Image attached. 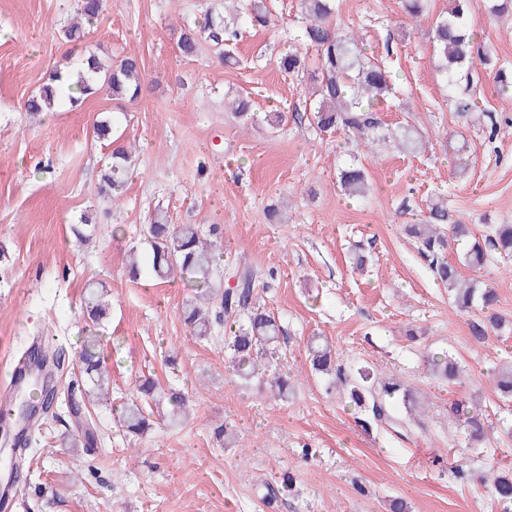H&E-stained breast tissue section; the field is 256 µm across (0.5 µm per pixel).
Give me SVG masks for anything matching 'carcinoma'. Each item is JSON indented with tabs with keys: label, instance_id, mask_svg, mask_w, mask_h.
<instances>
[{
	"label": "carcinoma",
	"instance_id": "carcinoma-1",
	"mask_svg": "<svg viewBox=\"0 0 512 512\" xmlns=\"http://www.w3.org/2000/svg\"><path fill=\"white\" fill-rule=\"evenodd\" d=\"M80 15L85 23H74L63 31L67 42L77 47L83 43L87 28L93 26L110 7V0H79ZM336 11L334 0H301V12L308 18L304 38L315 48L319 61L310 70L299 51L283 54L280 69L291 76L308 77L313 82L311 121L321 130L339 129L344 132L376 135L383 129L379 117V104L392 92L389 76L381 65L366 52L362 40L354 35L341 34L332 27L331 17ZM467 0H450L448 12L438 17L433 28L434 55L438 70L448 86L457 82L463 68L474 69L477 64L487 65L488 59L474 55L475 33L467 21ZM246 20L252 26L267 27L271 14L265 0H243L237 17L215 22L206 19L201 26L186 27L180 35L178 47L182 55L192 58L203 43L216 46L224 63L232 56L225 47L240 35L238 22ZM142 71L135 57L112 58L104 63L97 54L83 56L77 80L70 73L56 69L48 75L40 90L28 98L26 111L41 113L57 103L68 100L76 103L96 95L104 89L112 99L134 102L142 88ZM494 87L499 96L512 99V74L499 68L494 72ZM233 114L241 120H254L250 100L240 95L230 102ZM131 167L130 151L119 146L111 153V161L102 176L101 192L107 196L119 192L128 180ZM344 191L354 197L365 196L366 174L362 167L350 164L339 172ZM429 214L423 224L406 227L416 238L420 254L429 262L437 280L448 289L452 307L462 314H480L471 321L474 338L480 344L491 340V334L505 327L506 320L495 312L498 294L495 288L475 278H462L460 266L473 270L483 269L489 253L504 260L512 258V224H489L485 233L474 234L471 225L450 223L448 207L437 201L428 207ZM142 235L151 246L149 261L145 262L130 250L128 275L132 280L141 277L144 266L156 280L183 288H193L196 294L182 308V320L188 334L199 340L217 339L224 344L225 360L236 375L245 380L269 379L270 392L282 397L291 386L290 376L276 370L282 359L279 349L280 327L273 313L253 300L256 275L249 268L236 272L237 285L224 287V270L220 266L221 238L219 224L209 225L203 232L197 224H170L166 217L155 214L150 223L142 225ZM467 240L469 247L459 261H448L452 244ZM87 329L80 341L79 365L84 388L83 403L68 397V412L73 416V427L64 437L67 448H92L97 437L96 421L90 408L109 399L112 387L105 358L100 350L101 337L97 327L110 316L112 301L105 298L104 286L90 283L84 301ZM311 370L333 375L345 386L354 405L370 413L371 419H360L366 429L371 422L397 421L407 426H422L427 416L426 404L415 388L395 377H381L373 369L360 366L347 372L336 366L328 345L317 336L307 343ZM50 365L58 372L70 365L69 353L63 347L48 352ZM426 370L450 382L465 375L461 364L451 355L429 353ZM493 392L512 399V366L505 365L492 371L490 381ZM138 400L122 406L118 424L125 435L140 437L152 429L153 410L167 403L171 406V421L180 423L189 414L188 396L170 387L168 389L146 378L135 384ZM26 399L45 409L53 407L56 392H46L34 386ZM448 418L460 425L475 441L485 438L482 410L473 401L461 396L448 407ZM484 481L491 484L493 497L504 505L503 512H512V474L489 470Z\"/></svg>",
	"mask_w": 512,
	"mask_h": 512
}]
</instances>
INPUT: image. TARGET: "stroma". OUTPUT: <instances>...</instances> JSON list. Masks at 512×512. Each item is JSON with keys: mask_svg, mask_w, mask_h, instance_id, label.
<instances>
[{"mask_svg": "<svg viewBox=\"0 0 512 512\" xmlns=\"http://www.w3.org/2000/svg\"><path fill=\"white\" fill-rule=\"evenodd\" d=\"M231 0H112L91 27L86 47L100 56H135L140 97L118 106L106 92L78 105L59 103L51 121L28 114L26 100L49 72L76 65L63 39L78 0H0V381L13 356L33 344L77 352L84 292L103 284L112 317L100 328L113 404L135 397L151 377L188 393L193 413L170 428L157 420L125 440L111 406L93 415L103 439L93 454L59 442L72 421L65 396L78 364L56 374L60 400L25 435V499L20 512H386L405 498L411 512H501L478 474L512 470V403L492 393L488 375L512 361V266L491 258L478 272L499 295L509 325L477 343L470 319L456 315L406 225L422 223L430 200L443 198L453 218L484 229L512 224V107L494 90L489 70L448 90L434 67L429 32L448 0L409 17L400 0H338L337 29L363 37L390 71L396 90L381 104L388 128L409 125L426 148L393 141L366 150L352 134L323 132L306 121L312 86L285 75L279 57L299 50L298 0H266L273 23L241 27L236 64H222L210 45L182 56L184 25L224 15ZM492 0H471L469 23L479 54L512 70V12L493 15ZM248 96L257 116L244 126L224 110L228 95ZM478 105V122L458 120V99ZM279 112V128L265 122ZM116 118L115 136L130 148V178L111 202L99 192L112 147L93 124ZM364 166L367 197L344 195L338 179ZM174 224L224 227V267L257 269V297L278 316L285 372L293 387L271 397L265 382L227 371L224 346L186 333L180 286L127 276L126 252L151 249L141 226L154 213ZM90 215L96 233L78 243L71 232ZM368 257L355 269L353 255ZM321 336L345 367L369 366L427 395V429L393 423L363 430L359 412L329 380L312 375L307 341ZM449 352L466 366L465 386L429 375L424 352ZM476 400L488 417L486 443L469 444L448 421L456 396ZM236 434L219 447L212 431ZM295 479L294 492L263 500L260 481Z\"/></svg>", "mask_w": 512, "mask_h": 512, "instance_id": "35a3bbf8", "label": "stroma"}]
</instances>
